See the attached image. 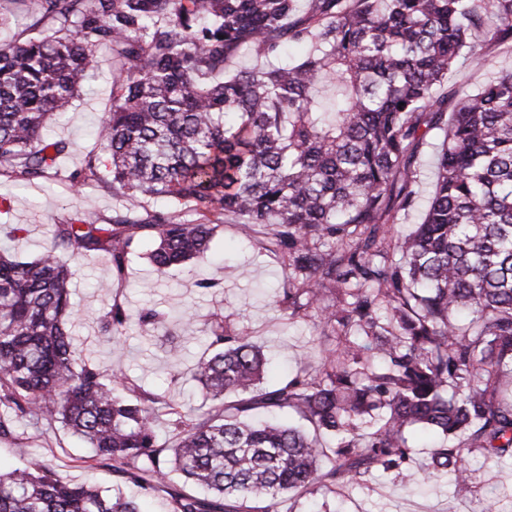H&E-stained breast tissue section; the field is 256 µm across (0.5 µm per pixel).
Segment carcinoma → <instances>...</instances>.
Returning a JSON list of instances; mask_svg holds the SVG:
<instances>
[{"mask_svg": "<svg viewBox=\"0 0 512 512\" xmlns=\"http://www.w3.org/2000/svg\"><path fill=\"white\" fill-rule=\"evenodd\" d=\"M7 2L30 24L0 43V176L58 173L72 143L48 123L106 47L112 110L99 152L70 178L108 172L122 209L51 225L33 261L0 242V408L59 425L145 490L175 473L171 512H278L288 493L401 468L413 427L442 437L430 468L461 487L466 454L512 456V72L451 111L445 91L460 62L484 64L488 35L512 49V0ZM290 45L304 56L283 61ZM244 51L261 64L234 66ZM433 136L432 195L421 223L395 236L398 213L419 206V147ZM159 198L167 209L151 206ZM228 215L288 263V317L334 337L314 372L262 388L260 349L217 320L191 372L210 407L189 417L75 356L77 269L61 255L102 254L120 276L148 238L163 274L202 258ZM134 321L164 326L115 304L101 330L117 341ZM161 407L171 448L156 435ZM260 409L311 430L255 423ZM0 512L142 510L28 460L0 471Z\"/></svg>", "mask_w": 512, "mask_h": 512, "instance_id": "obj_1", "label": "carcinoma"}]
</instances>
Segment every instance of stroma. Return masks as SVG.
Listing matches in <instances>:
<instances>
[{"label":"stroma","mask_w":512,"mask_h":512,"mask_svg":"<svg viewBox=\"0 0 512 512\" xmlns=\"http://www.w3.org/2000/svg\"><path fill=\"white\" fill-rule=\"evenodd\" d=\"M486 63L477 68L458 67L452 83L459 94L476 90L488 75L512 70V52L488 41ZM97 66L72 112L54 127L55 137L71 141L73 149L62 158L57 176L17 188L0 176V238L14 226L22 235L11 243L16 259L38 257L48 243V227L77 209L111 217L115 207L107 184L91 182L81 196H72L68 177L80 169L84 157L95 151L90 130L112 106V54L97 52ZM141 242L127 263L123 276H116L105 256L92 254L77 261L79 273L71 288L75 316L74 347L82 357L95 362L104 374L119 371L130 382L165 395L181 411L200 414L209 403L189 377L191 368L206 348L214 314H222L231 331H243L260 346L267 359L264 384L274 387L305 363L315 360L321 340L313 318L288 319L277 300L288 286V266L276 254L262 249L254 234L237 219L228 217L219 228L208 255L181 268L157 274ZM210 287H199L200 279ZM138 314L155 310L165 318V330L130 328L118 343L108 342L100 317L113 304ZM178 342L181 358L171 362L165 350ZM19 441H0V467L19 464L21 457L34 458L55 468L77 483L90 482L128 496L140 498L146 512H166L169 496L164 489L145 491L122 482L111 468L91 466L92 451L61 427H48L43 420L27 416L16 424ZM473 478L465 488L443 476L406 484L397 470L375 469L359 479L318 491L310 500L284 498L280 512H482L488 496H496L499 512H512V457L468 458Z\"/></svg>","instance_id":"stroma-1"}]
</instances>
